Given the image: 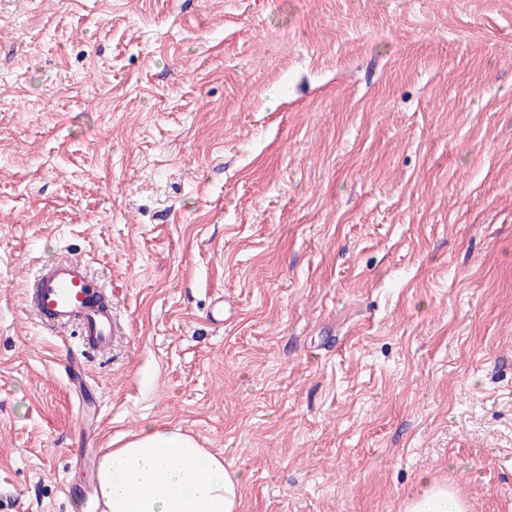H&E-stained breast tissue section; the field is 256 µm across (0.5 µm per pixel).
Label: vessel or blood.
<instances>
[{"instance_id": "b4317fda", "label": "vessel or blood", "mask_w": 512, "mask_h": 512, "mask_svg": "<svg viewBox=\"0 0 512 512\" xmlns=\"http://www.w3.org/2000/svg\"><path fill=\"white\" fill-rule=\"evenodd\" d=\"M31 311L58 330L77 329L83 356L108 352L120 334L112 304L77 258L41 266L27 291Z\"/></svg>"}]
</instances>
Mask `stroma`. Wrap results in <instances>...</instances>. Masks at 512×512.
<instances>
[{"label": "stroma", "instance_id": "35a3bbf8", "mask_svg": "<svg viewBox=\"0 0 512 512\" xmlns=\"http://www.w3.org/2000/svg\"><path fill=\"white\" fill-rule=\"evenodd\" d=\"M64 257L125 331L78 370ZM151 425L240 512H512V0H0V495L87 512ZM77 258L41 266L33 275L27 297L30 310L56 330L76 328L79 351L86 358L103 354L120 335L112 302L104 299ZM464 500L447 483L423 477L421 490L411 496L404 512H466Z\"/></svg>", "mask_w": 512, "mask_h": 512}]
</instances>
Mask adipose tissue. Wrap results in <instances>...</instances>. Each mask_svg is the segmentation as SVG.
Instances as JSON below:
<instances>
[{"label":"adipose tissue","mask_w":512,"mask_h":512,"mask_svg":"<svg viewBox=\"0 0 512 512\" xmlns=\"http://www.w3.org/2000/svg\"><path fill=\"white\" fill-rule=\"evenodd\" d=\"M243 470L190 435L149 427L105 454L95 482L104 512H239ZM452 486L423 478L404 512H466Z\"/></svg>","instance_id":"1"}]
</instances>
